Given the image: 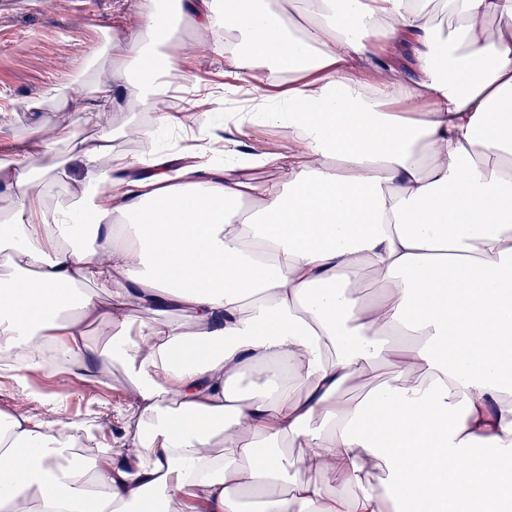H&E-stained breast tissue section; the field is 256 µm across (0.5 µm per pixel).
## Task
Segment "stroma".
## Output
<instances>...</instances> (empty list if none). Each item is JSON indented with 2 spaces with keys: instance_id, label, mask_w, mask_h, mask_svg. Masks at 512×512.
<instances>
[{
  "instance_id": "35a3bbf8",
  "label": "stroma",
  "mask_w": 512,
  "mask_h": 512,
  "mask_svg": "<svg viewBox=\"0 0 512 512\" xmlns=\"http://www.w3.org/2000/svg\"><path fill=\"white\" fill-rule=\"evenodd\" d=\"M143 0H0V148L31 137L44 121L58 123L56 152L70 161L74 143L95 138L101 131L85 126L79 113L68 111L64 89L74 80L92 81L109 72L108 55L89 60L91 47L100 45L105 31L133 23ZM226 62L210 46L200 47L186 60L181 79L197 86L211 76V90L222 87ZM40 111H30L32 102ZM47 396L62 399L70 416L84 415L98 407L109 431L118 428L116 407L123 402L124 375L112 367L108 397L79 388L76 380L46 368Z\"/></svg>"
}]
</instances>
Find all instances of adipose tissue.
<instances>
[{
  "label": "adipose tissue",
  "instance_id": "obj_1",
  "mask_svg": "<svg viewBox=\"0 0 512 512\" xmlns=\"http://www.w3.org/2000/svg\"><path fill=\"white\" fill-rule=\"evenodd\" d=\"M285 2L144 0L104 47L111 75L68 95L102 126L132 86L181 129L165 100L196 45L178 26L233 32L230 66L291 74L238 117L297 142L258 157L277 179L220 139L137 166L105 135L51 208L57 124L0 160V357L126 376L92 456L61 402L0 408V512H512V0H445L451 36L429 0H306L295 19ZM401 35L409 69L359 79ZM376 360L395 380L341 396Z\"/></svg>",
  "mask_w": 512,
  "mask_h": 512
}]
</instances>
